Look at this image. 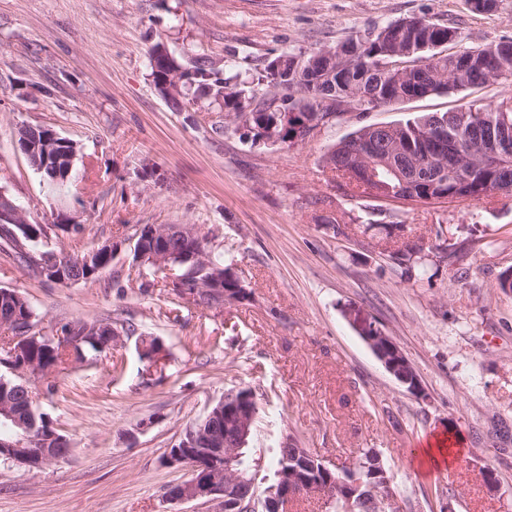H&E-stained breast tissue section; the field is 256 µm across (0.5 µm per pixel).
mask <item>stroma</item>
<instances>
[{
	"label": "stroma",
	"instance_id": "stroma-1",
	"mask_svg": "<svg viewBox=\"0 0 512 512\" xmlns=\"http://www.w3.org/2000/svg\"><path fill=\"white\" fill-rule=\"evenodd\" d=\"M459 28L467 45L512 39V0H0V188L35 224L81 215L61 249L120 250L92 283L46 284L0 253V288L22 292L35 330L78 320L123 329L110 356L87 354L35 381L37 412L70 442L41 470L0 460V512H220L167 500L189 470L161 460L224 394L252 387L250 442L263 475L287 440L329 466L375 450L402 512H512V198L405 207L339 188L325 154L359 127L483 105L504 86L351 112L305 141L268 145L224 129L219 108L174 111L150 77L157 41L198 46L240 68L312 51L388 21ZM77 143L71 183L53 189L18 150L19 126ZM339 221L345 233L326 229ZM143 224H193L249 299L172 308L165 273L133 264ZM446 230L436 238V227ZM419 243V267L393 259ZM401 347L422 386L410 393L360 334ZM168 355L151 376L138 349ZM458 441V463L420 465L428 439Z\"/></svg>",
	"mask_w": 512,
	"mask_h": 512
}]
</instances>
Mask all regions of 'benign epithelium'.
<instances>
[{
    "mask_svg": "<svg viewBox=\"0 0 512 512\" xmlns=\"http://www.w3.org/2000/svg\"><path fill=\"white\" fill-rule=\"evenodd\" d=\"M155 71L164 73L157 90L167 100H177L180 107L186 108L185 94L181 87L179 68L174 53L165 43L150 55ZM313 110L326 112L324 121L338 117V113L348 111L344 104L331 100L313 102ZM432 151L427 153L429 161L434 164L435 172L441 176L446 171L445 133L438 131L431 135ZM77 145L69 139L59 136L50 130L43 132V139L27 144L22 150L31 167L38 169L41 164L63 165V172H71L77 157ZM30 221L25 211L18 206L4 190H0V229L14 238H19L17 228H27ZM137 245L133 248L135 264L149 267L157 271H172L183 268L185 272L198 271L204 277L198 281L195 293L185 296L193 301L203 294L209 298L211 307L222 308L230 302H238L241 296L234 295L240 290L247 292L243 281L238 276L237 286L225 287L227 273L209 260V251L203 247L201 235L190 224H152L146 228L138 227L133 235ZM69 266L68 258L56 254L46 256L38 262L43 275L50 276L56 284H68L70 280L62 270ZM362 338L373 350L380 345L386 346V353L380 354L379 360L386 370L407 388L418 393L421 391L420 380L413 367L399 346L385 332L375 326L368 325L361 329ZM256 411L245 395L228 393L218 402L216 410L209 415L213 420H221L224 429L232 432L234 441H224V434L217 424L209 429L198 425H190L180 438L181 446L175 447L174 453L167 454V466L187 468L189 471H201L197 479H187L171 486L166 497L172 501L185 502L207 499L219 501L222 512H239L244 503L249 506L256 504L255 476L239 467L240 451L246 447L252 434ZM11 421L18 428L17 439L4 444L0 448V459L21 463L31 462V469L41 470L47 464L58 460L46 448L31 446L29 423L19 419L10 406L0 404V421ZM323 473L325 480L316 479ZM344 489L342 512H357L361 501L370 497L381 509L388 507L390 512L397 510L396 503L388 492V480H376L365 486L354 474V467L347 468L344 478L336 479L329 468L318 463V458L287 448L284 450V470L277 475V480L265 488L263 492L264 512H281V506L299 497L318 498L331 502L336 498V489Z\"/></svg>",
    "mask_w": 512,
    "mask_h": 512,
    "instance_id": "benign-epithelium-1",
    "label": "benign epithelium"
}]
</instances>
